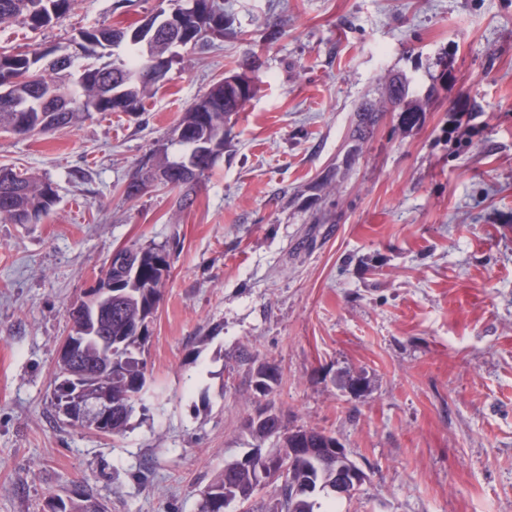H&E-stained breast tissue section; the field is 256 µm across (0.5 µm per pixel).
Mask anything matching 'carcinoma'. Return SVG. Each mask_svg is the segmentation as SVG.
Masks as SVG:
<instances>
[{
	"mask_svg": "<svg viewBox=\"0 0 512 512\" xmlns=\"http://www.w3.org/2000/svg\"><path fill=\"white\" fill-rule=\"evenodd\" d=\"M76 0H0V21L19 19L32 30L47 27L69 13ZM224 37V4L219 0H175L174 8L155 10L137 29L129 32L115 28H93L81 33V40L93 49L106 50L126 44L128 52L112 60L82 70L77 78L64 82L71 58L60 55L47 65L45 55L9 53L0 50V125L11 127L19 135L46 134L73 125L94 112L142 111L149 90L157 84L156 69L172 67L176 46L204 50ZM411 80L403 74L389 75L383 84L386 102L404 112H414L419 104L409 98ZM255 83L239 75L237 81L215 82L183 112L179 126L187 130L177 149L157 148L152 162L170 172L164 187L178 192L177 207H192L197 193L216 159L224 153V126L233 113L256 93ZM380 108L365 101L356 111L350 137L363 142L379 119ZM0 220L12 224H37L57 202L53 184L27 177L20 172L0 168ZM128 267L109 265L113 288L112 312L97 320L98 332L112 337V348L89 343L77 350L80 361L79 383L89 390L98 388L95 370L112 360V375L104 384L112 393V435L123 433L138 406L146 383L147 363L142 357L148 339V327L162 300L163 288L171 271V255L164 245L126 247ZM279 384V375L269 366L257 370L254 391L269 395ZM247 429L261 444L274 440L272 452H288L298 438L303 448H332L336 436L324 430L290 427L272 406L258 405L247 421ZM261 458L236 460L216 472L200 489L199 512H224V503L250 497L259 485ZM336 470V459L323 457L316 464L305 456L292 461L291 482H310L316 488L311 495H294L283 489L267 512H316L320 486L329 483ZM101 504L85 481H73L63 494H52L47 512H94Z\"/></svg>",
	"mask_w": 512,
	"mask_h": 512,
	"instance_id": "1",
	"label": "carcinoma"
}]
</instances>
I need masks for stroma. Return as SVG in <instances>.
Masks as SVG:
<instances>
[{
	"label": "stroma",
	"instance_id": "obj_1",
	"mask_svg": "<svg viewBox=\"0 0 512 512\" xmlns=\"http://www.w3.org/2000/svg\"><path fill=\"white\" fill-rule=\"evenodd\" d=\"M156 0H77L0 50L133 30ZM257 54L259 91L224 129L191 209L123 186L184 110ZM392 73L429 97L349 137ZM51 181L37 224L0 222V512L86 480L109 512H199L252 452L253 381L294 426L332 432L368 475L338 512H512V0H224V37L181 47L144 112L48 135L0 130V168ZM173 242L149 325L143 409L123 434L52 407L68 307L113 251ZM250 361H238L239 350Z\"/></svg>",
	"mask_w": 512,
	"mask_h": 512
}]
</instances>
